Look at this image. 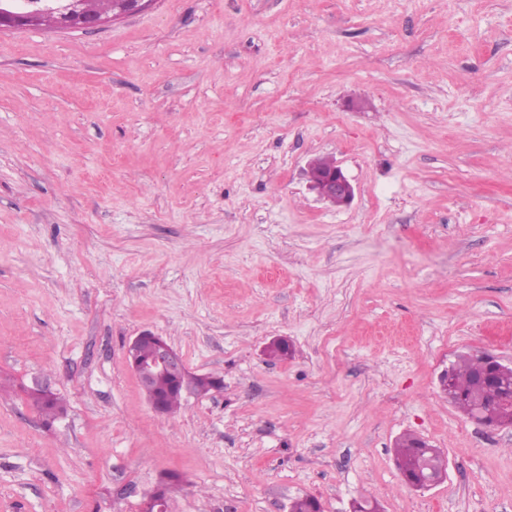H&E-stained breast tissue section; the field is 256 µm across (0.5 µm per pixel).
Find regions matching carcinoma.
I'll return each instance as SVG.
<instances>
[{
  "mask_svg": "<svg viewBox=\"0 0 512 512\" xmlns=\"http://www.w3.org/2000/svg\"><path fill=\"white\" fill-rule=\"evenodd\" d=\"M451 386L448 402L478 422L500 426L507 418V411L499 401L504 390L512 387V368L497 371L477 354L459 357L448 367ZM220 384V380L178 382L169 376H161L155 382V391L162 398L169 414L181 408L183 388L205 395ZM30 404L41 414L46 426H52L67 412L66 402L59 394L48 395L36 387L24 389ZM394 459L400 463L405 481L421 490L435 477L447 473V459L442 450L412 433L402 435L394 448ZM290 512H322L321 503L312 496L295 500Z\"/></svg>",
  "mask_w": 512,
  "mask_h": 512,
  "instance_id": "cac0c4a2",
  "label": "carcinoma"
}]
</instances>
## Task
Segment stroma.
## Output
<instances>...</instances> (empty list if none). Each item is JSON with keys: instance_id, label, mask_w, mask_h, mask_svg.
<instances>
[{"instance_id": "35a3bbf8", "label": "stroma", "mask_w": 512, "mask_h": 512, "mask_svg": "<svg viewBox=\"0 0 512 512\" xmlns=\"http://www.w3.org/2000/svg\"><path fill=\"white\" fill-rule=\"evenodd\" d=\"M320 157L349 205L310 190ZM143 331L222 387L157 415ZM469 353L512 364V0H156L0 33V512H140L168 471L169 512H512V427L440 390ZM407 432L441 484L403 483ZM30 404L41 414L46 426H52L67 412L66 402L59 394L48 395L35 386L24 389ZM422 439L415 434L402 435L394 448V459L400 463V471L405 481L422 490L434 478L445 476L447 473V459L440 448H434L428 441L420 447Z\"/></svg>"}]
</instances>
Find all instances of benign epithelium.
I'll return each instance as SVG.
<instances>
[{
	"instance_id": "1",
	"label": "benign epithelium",
	"mask_w": 512,
	"mask_h": 512,
	"mask_svg": "<svg viewBox=\"0 0 512 512\" xmlns=\"http://www.w3.org/2000/svg\"><path fill=\"white\" fill-rule=\"evenodd\" d=\"M154 0H109L100 7L93 0H0V31L4 29H38L51 32L58 28L95 30L116 19L143 11ZM309 187L318 197L333 205L348 204L354 197V187L341 168L333 165L317 169L309 165ZM154 343V356L139 357L144 339ZM126 362L144 394H149L161 373L181 376L189 373L182 355L162 337L143 331L129 340L125 349Z\"/></svg>"
}]
</instances>
